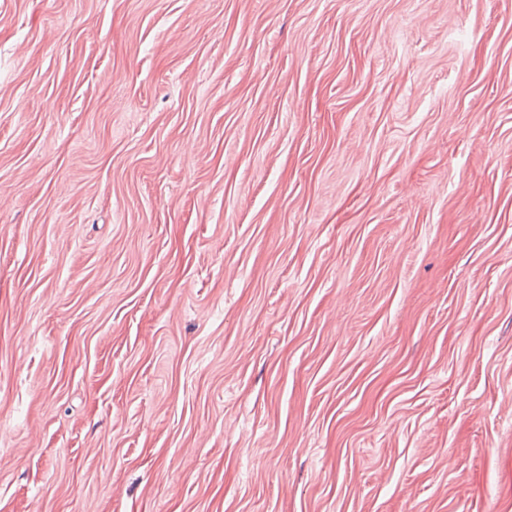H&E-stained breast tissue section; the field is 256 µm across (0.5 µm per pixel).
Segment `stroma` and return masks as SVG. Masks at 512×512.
Listing matches in <instances>:
<instances>
[{
  "mask_svg": "<svg viewBox=\"0 0 512 512\" xmlns=\"http://www.w3.org/2000/svg\"><path fill=\"white\" fill-rule=\"evenodd\" d=\"M0 512H512V0H0Z\"/></svg>",
  "mask_w": 512,
  "mask_h": 512,
  "instance_id": "obj_1",
  "label": "stroma"
}]
</instances>
